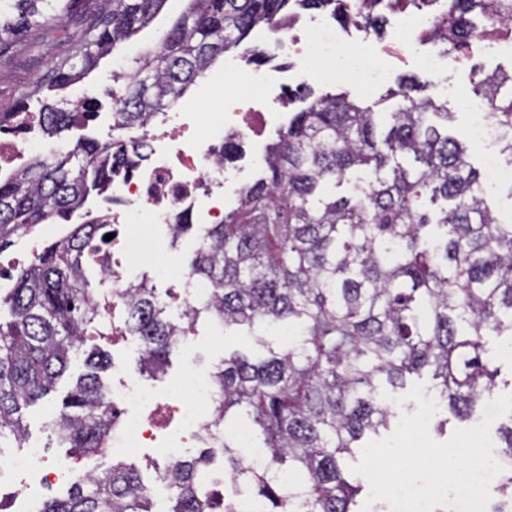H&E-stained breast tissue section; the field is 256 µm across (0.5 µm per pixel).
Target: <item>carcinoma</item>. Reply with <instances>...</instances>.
I'll return each mask as SVG.
<instances>
[{
  "mask_svg": "<svg viewBox=\"0 0 512 512\" xmlns=\"http://www.w3.org/2000/svg\"><path fill=\"white\" fill-rule=\"evenodd\" d=\"M167 0H112L86 30L81 47L52 62L7 112L0 129L37 98L39 131L48 139L85 123L91 102L63 108L49 100L83 79L117 45L145 28ZM188 10L157 50L113 78L112 140L83 141L64 154L35 155L0 177V247L18 230L68 219L92 190L112 187L119 172L145 158L142 144L123 137L173 108L215 61L239 52L260 66L265 50L245 44L250 33L289 17L292 8L328 9L337 19L377 31L385 0H365L362 13L341 0H189ZM77 0H0V66L14 52L39 46L44 31L64 29ZM512 22V0H447L434 19L432 43L452 56L495 24ZM471 91L500 131V152L512 158V70L471 69ZM387 98L396 103L380 121L348 92H326L289 114L266 148L265 173L242 188L221 224H192L177 214L172 241L194 230L199 246L189 273L213 293L174 322L147 282L126 301L130 335L143 346V367L166 373L172 352L205 311L219 325L288 326V348L252 359L235 352L212 372L215 417L245 426L269 459L253 467L224 439V472L270 503L268 512H359L362 485L340 465L368 434L388 430L396 414L381 399L426 370L431 391L460 420L476 413L496 387L498 367L485 337L512 333V217L504 220L471 162L472 147L448 127L452 113L428 86L409 77ZM353 184L340 196L336 188ZM106 244L101 225L78 224L67 245L45 249L20 270L0 298V448H22L23 409L49 395L68 368L71 351L93 330L105 332L103 308L86 271L88 249ZM86 372L52 424L60 444L103 454L117 419L101 374L112 368L97 345ZM210 452L180 460L169 471L171 512H213L203 492ZM286 471L301 487L283 492ZM143 481L122 460L104 475L74 483L43 512H150ZM501 501L512 505V464L501 473Z\"/></svg>",
  "mask_w": 512,
  "mask_h": 512,
  "instance_id": "cac0c4a2",
  "label": "carcinoma"
}]
</instances>
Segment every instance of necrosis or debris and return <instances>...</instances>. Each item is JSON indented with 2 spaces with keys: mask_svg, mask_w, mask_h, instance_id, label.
I'll return each instance as SVG.
<instances>
[{
  "mask_svg": "<svg viewBox=\"0 0 512 512\" xmlns=\"http://www.w3.org/2000/svg\"><path fill=\"white\" fill-rule=\"evenodd\" d=\"M281 51L300 59L296 73L298 84L319 79V71L310 63V40L314 33L332 35L341 51H357V38L350 28L339 27L323 13L299 14L269 27ZM282 97L262 103L243 104L225 113L224 128L236 139L261 136L273 117V106ZM37 115L23 112L15 125L0 131V165L16 164L36 145L33 133ZM214 143L197 137L193 118L187 112L164 113L152 121L146 131L147 162L130 176H120L112 183V194L122 201L121 208L107 211L108 232L113 238L105 254L90 253L88 261L99 272V283L107 287L112 305L124 304L132 280L130 274L142 266L139 251L152 240L156 225L167 223L175 210L195 212L203 195L215 202L206 213V221L219 224L224 220V169L213 162ZM69 225L56 224L37 231L24 228L18 233L25 242L9 266L0 271V288H11L18 272L30 264L46 243L60 244L68 237ZM119 426L112 434L113 452L126 454L138 448L158 445L161 422L176 419L183 431V443L202 437L207 427H214L216 445H223L224 425H211L200 410L201 402L212 401L214 388L210 375L187 368L167 390L159 392L134 378H121L108 394ZM50 482L61 476L86 478L91 469L74 461L46 462L41 449L29 448L23 454L0 456V480L14 481V499L23 512H41L42 504L31 493L28 475Z\"/></svg>",
  "mask_w": 512,
  "mask_h": 512,
  "instance_id": "necrosis-or-debris-1",
  "label": "necrosis or debris"
}]
</instances>
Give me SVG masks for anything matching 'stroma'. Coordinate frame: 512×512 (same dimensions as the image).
<instances>
[{
  "mask_svg": "<svg viewBox=\"0 0 512 512\" xmlns=\"http://www.w3.org/2000/svg\"><path fill=\"white\" fill-rule=\"evenodd\" d=\"M188 0H167L162 10L152 22L135 34L131 39L119 45L113 55L101 60L85 79L72 85L68 91L69 99L82 97L95 99L98 104V116L82 129H72L61 138L51 140L54 153L60 154L72 148L78 137L85 136L100 142L109 140L112 125V74L116 68H133L134 61L143 52L156 48L163 35L185 11ZM88 22L86 13H75L67 31L53 32L46 36L43 44L34 56H22L17 67L0 70V112L9 110L20 94L38 80L47 65L58 55L74 52L81 43V35ZM432 45L416 42L411 59L404 60L392 52H383L374 56L372 66L381 74L380 79L371 85L363 83L347 84L346 89L357 103L368 105L377 101L389 88L395 87L398 78L415 76L430 85L441 100L447 101L448 109L454 112L456 121L454 130L457 135L470 134L476 116L461 107L462 99L468 98L470 87V69L472 65H481L485 71L497 68H512V48L503 46L492 53L474 52L472 57L449 64L440 59L436 65L428 66L423 56L433 53ZM269 75V87L249 86L241 82L237 69L229 67L228 60H218L209 72L192 85L181 100L179 109L196 113L199 122L197 134L201 137L221 139L224 134L222 118L225 110L231 109L240 98L254 99L264 90L274 93H287L288 59L276 56L264 67ZM288 108H280L277 117L266 134L258 141L244 145L243 153L237 161L227 164L229 176L224 185V203L232 205L236 192L243 185L253 182L260 171V160L268 144L276 141L279 130L288 122ZM196 246L193 236H186L178 242H171L167 230H160L155 241L154 260L165 268L164 279L155 283L158 293L169 304L168 315L179 320L181 310L175 298L181 289L177 278L178 271L184 270L191 251ZM289 344L288 337L281 332L261 328L255 331L227 330L217 326L207 315H200L191 334L187 338L186 348L174 353L163 378L143 375L140 367L142 347L135 341H125L123 337H114L109 352L115 364L113 372L104 373V384H111L113 377L122 375L142 376L146 385L163 388L168 379L178 376L186 367L194 365L208 371L223 360L224 356L238 351L255 358L264 357L268 349H282ZM84 352L73 354L65 374L58 380L54 392L43 401L24 412L27 425V446L43 449L47 459L64 460L68 451L62 448L49 428L50 421L62 407V401L73 389L77 379L84 373Z\"/></svg>",
  "mask_w": 512,
  "mask_h": 512,
  "instance_id": "obj_1",
  "label": "stroma"
}]
</instances>
